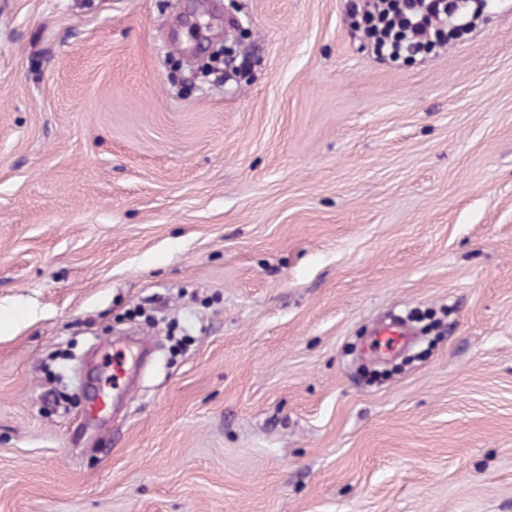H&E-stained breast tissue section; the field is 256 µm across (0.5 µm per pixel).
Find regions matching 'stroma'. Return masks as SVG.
<instances>
[{
  "label": "stroma",
  "instance_id": "35a3bbf8",
  "mask_svg": "<svg viewBox=\"0 0 512 512\" xmlns=\"http://www.w3.org/2000/svg\"><path fill=\"white\" fill-rule=\"evenodd\" d=\"M192 9L241 75L182 83ZM345 16L0 0V512H512V0L406 63ZM415 309L429 354L366 383ZM413 335V329L408 323L390 320L372 331L365 344V351L379 360L404 348L412 340ZM140 353L137 349L114 343L112 346V393L120 388L122 380L131 368L139 363Z\"/></svg>",
  "mask_w": 512,
  "mask_h": 512
}]
</instances>
